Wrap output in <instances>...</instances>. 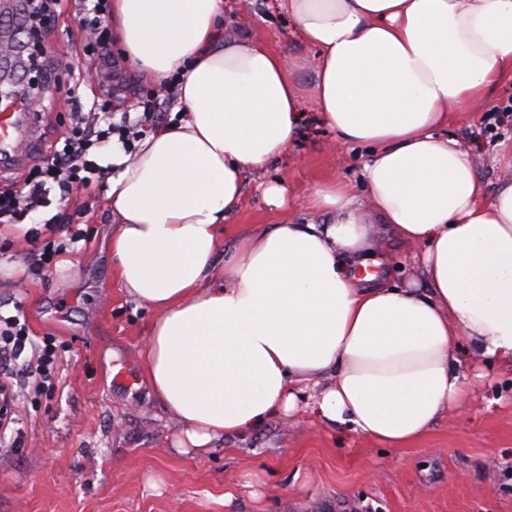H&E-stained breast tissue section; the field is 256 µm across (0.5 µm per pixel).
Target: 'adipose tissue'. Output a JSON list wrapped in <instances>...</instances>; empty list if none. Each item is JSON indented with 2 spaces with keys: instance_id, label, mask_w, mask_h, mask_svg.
Wrapping results in <instances>:
<instances>
[{
  "instance_id": "ef3b65f1",
  "label": "adipose tissue",
  "mask_w": 512,
  "mask_h": 512,
  "mask_svg": "<svg viewBox=\"0 0 512 512\" xmlns=\"http://www.w3.org/2000/svg\"><path fill=\"white\" fill-rule=\"evenodd\" d=\"M318 52L317 106L338 144L370 147L362 184L319 183L292 221L241 234L219 264L246 170L280 158L301 120L291 68L224 37V0H112L145 81L178 79L174 126L144 137L106 198L123 288L157 310L143 364L181 452L296 408L393 448L467 396L460 350L512 368V182L487 192L448 133L512 74V0H281ZM385 225L422 252V282L361 285Z\"/></svg>"
}]
</instances>
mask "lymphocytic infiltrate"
Segmentation results:
<instances>
[{
	"label": "lymphocytic infiltrate",
	"instance_id": "lymphocytic-infiltrate-1",
	"mask_svg": "<svg viewBox=\"0 0 512 512\" xmlns=\"http://www.w3.org/2000/svg\"><path fill=\"white\" fill-rule=\"evenodd\" d=\"M79 23L87 37L81 49L82 60L94 71L112 66V37L107 19L111 0H78ZM175 82H168L162 96L143 101V112L136 119L113 122L100 101L84 106L75 101L70 112L69 132L62 147L51 148L28 172L25 194L0 193V224L22 223L32 212L45 206L51 190L69 196L74 184L105 179L110 169L92 159V151L111 150L120 143L130 150L139 138L143 123L157 121L162 105L171 100ZM61 353L54 337L33 340L20 312L0 303V403H14L19 395H38L59 381Z\"/></svg>",
	"mask_w": 512,
	"mask_h": 512
}]
</instances>
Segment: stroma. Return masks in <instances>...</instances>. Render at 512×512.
Masks as SVG:
<instances>
[{
    "instance_id": "1",
    "label": "stroma",
    "mask_w": 512,
    "mask_h": 512,
    "mask_svg": "<svg viewBox=\"0 0 512 512\" xmlns=\"http://www.w3.org/2000/svg\"><path fill=\"white\" fill-rule=\"evenodd\" d=\"M228 39L250 37L289 59L302 97V118L287 152L245 177L240 208L225 221L226 237L245 227L263 230L287 220L324 223L307 209L318 183L361 180L367 147L341 146L320 120L316 106L314 48L297 35L279 0H224ZM86 38L73 9L55 20L49 38L16 34L0 26V59L23 55L29 69L6 76L26 90L49 81L46 111L37 113L44 145L68 128L72 93L91 99L100 85L87 74L74 85ZM116 79L124 91L115 113L135 112L154 85L124 61L120 46ZM512 78L503 77L472 111L454 115L449 130L467 151L487 189L512 181ZM286 189V204H268L265 190ZM107 184L74 189L61 200L51 191L38 209L41 240H64L80 225V252L55 269L29 278L19 259L23 236L0 226V301L20 303L33 335L56 337L64 346L63 379L38 400L21 399L17 447L0 449V512H512V372L468 355L460 370L474 393L464 412L448 411L416 444L392 448L346 426L327 427L299 411L275 416L260 429L213 443L201 455L173 445L177 423L147 385L140 352L155 313L121 288L109 241L117 216L106 200ZM133 380L113 386L116 370Z\"/></svg>"
}]
</instances>
